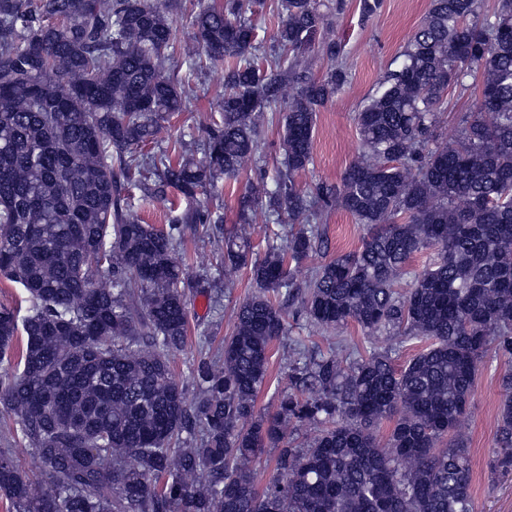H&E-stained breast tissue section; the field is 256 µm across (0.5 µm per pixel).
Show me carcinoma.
<instances>
[{"instance_id": "obj_1", "label": "carcinoma", "mask_w": 512, "mask_h": 512, "mask_svg": "<svg viewBox=\"0 0 512 512\" xmlns=\"http://www.w3.org/2000/svg\"><path fill=\"white\" fill-rule=\"evenodd\" d=\"M278 2L281 54L267 70L244 17L264 0H0V277L26 303L22 316L0 306V416L46 475L33 481L0 448L6 512H475L462 426L484 358L512 356V0L493 21L478 19L477 0H431L356 115L358 157L340 183L305 189L295 176L312 163L317 112L348 82L327 39L345 0ZM319 42L333 64L315 78ZM175 58L224 71L200 159L158 140L161 121L187 110L185 80L166 71ZM468 81L483 95L453 142L430 147L448 90ZM279 106L274 187L258 168L224 234V287L247 269L258 292L219 359L200 337L189 405L168 357L189 332L185 288L209 284L189 281L177 254L191 225L222 230L206 198L256 158ZM132 186L167 206L166 225L132 211ZM174 191L195 205L174 213ZM329 209L366 234L313 271L306 319L392 344L293 365L261 413L271 346L287 332L274 299L299 291L289 263L324 244ZM259 214L299 228L256 255ZM420 253L430 263L416 271ZM404 338L428 346L398 370ZM501 388L495 468L510 471L512 370ZM304 423L317 430L302 449L288 429ZM270 448L276 470L260 490L255 465Z\"/></svg>"}]
</instances>
